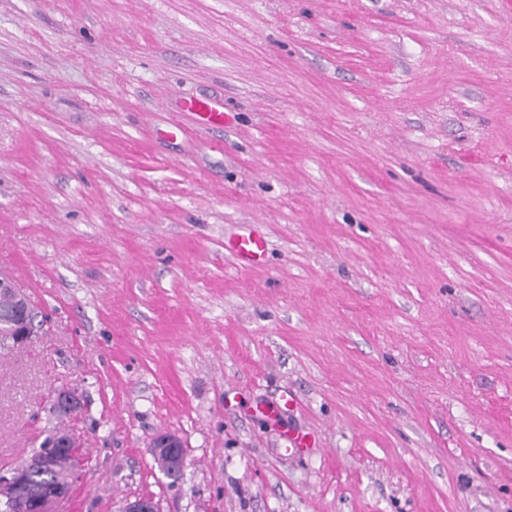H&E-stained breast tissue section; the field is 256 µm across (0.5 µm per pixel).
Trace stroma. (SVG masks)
I'll return each mask as SVG.
<instances>
[{"mask_svg":"<svg viewBox=\"0 0 512 512\" xmlns=\"http://www.w3.org/2000/svg\"><path fill=\"white\" fill-rule=\"evenodd\" d=\"M1 274L0 468L87 402L62 512H512V0H0ZM184 108L193 112L196 120L204 126L224 127L230 121L222 107L214 102L190 100L184 103ZM266 246L263 233L252 228H245L242 233L224 243V249L242 268H251L264 263L267 255ZM0 297H7L11 308L9 316L0 322V334L6 336L14 347L29 345L34 334L29 331L28 320L32 329H35L36 313L33 308H30L31 303L28 297L20 288H16L9 278L2 275L0 276ZM78 402L80 405L82 404L79 395L75 391L62 388L54 393L51 408L58 418L63 419L77 410Z\"/></svg>","mask_w":512,"mask_h":512,"instance_id":"obj_1","label":"stroma"}]
</instances>
